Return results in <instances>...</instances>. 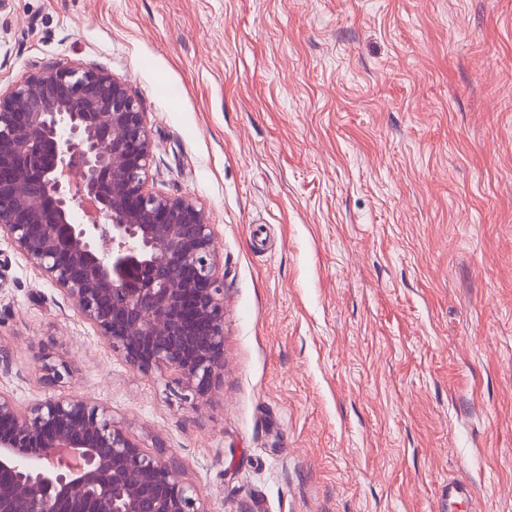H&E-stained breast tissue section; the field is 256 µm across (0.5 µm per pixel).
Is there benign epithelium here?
Masks as SVG:
<instances>
[{
    "label": "benign epithelium",
    "instance_id": "7a95c632",
    "mask_svg": "<svg viewBox=\"0 0 512 512\" xmlns=\"http://www.w3.org/2000/svg\"><path fill=\"white\" fill-rule=\"evenodd\" d=\"M153 142L127 85L79 62L0 93V235L112 352L202 398L224 377V289L209 212L149 188ZM0 512H211L177 462L107 406L0 391Z\"/></svg>",
    "mask_w": 512,
    "mask_h": 512
}]
</instances>
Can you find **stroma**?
<instances>
[{"label": "stroma", "mask_w": 512, "mask_h": 512, "mask_svg": "<svg viewBox=\"0 0 512 512\" xmlns=\"http://www.w3.org/2000/svg\"><path fill=\"white\" fill-rule=\"evenodd\" d=\"M50 62L209 211L224 380L133 369L1 237V392L110 407L211 512H512V0H0V90Z\"/></svg>", "instance_id": "stroma-1"}]
</instances>
